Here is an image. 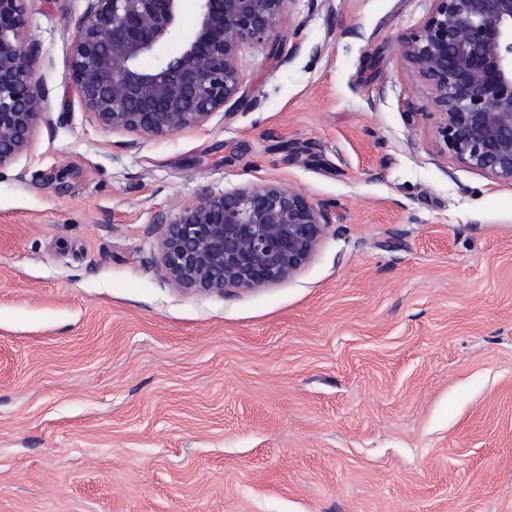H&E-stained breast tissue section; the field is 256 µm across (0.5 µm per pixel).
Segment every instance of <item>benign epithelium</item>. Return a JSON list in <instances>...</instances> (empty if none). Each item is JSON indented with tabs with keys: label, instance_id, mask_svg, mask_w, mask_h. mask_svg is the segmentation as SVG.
Here are the masks:
<instances>
[{
	"label": "benign epithelium",
	"instance_id": "obj_1",
	"mask_svg": "<svg viewBox=\"0 0 512 512\" xmlns=\"http://www.w3.org/2000/svg\"><path fill=\"white\" fill-rule=\"evenodd\" d=\"M28 0H0V169L26 154L45 115L26 45ZM71 47L84 108L105 130L167 137L204 126L239 99L246 44L275 55L295 0H89ZM399 55L432 90L433 116L449 153L512 182V0H433ZM175 50H170V47ZM165 225L160 270L186 290L224 293L295 276L331 224L329 210L279 183L204 193Z\"/></svg>",
	"mask_w": 512,
	"mask_h": 512
}]
</instances>
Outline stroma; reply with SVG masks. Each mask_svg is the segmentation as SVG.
Returning a JSON list of instances; mask_svg holds the SVG:
<instances>
[{"mask_svg":"<svg viewBox=\"0 0 512 512\" xmlns=\"http://www.w3.org/2000/svg\"><path fill=\"white\" fill-rule=\"evenodd\" d=\"M89 0H28L47 112L0 170V512H512V183L454 160L397 53L432 0H294L240 99L165 138L72 81ZM278 182L294 277L188 292L170 215Z\"/></svg>","mask_w":512,"mask_h":512,"instance_id":"1","label":"stroma"}]
</instances>
